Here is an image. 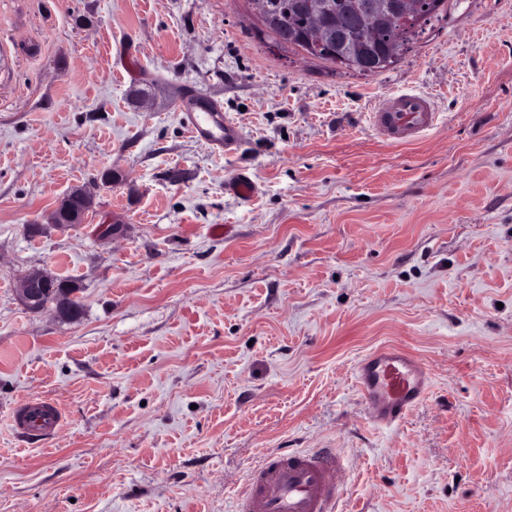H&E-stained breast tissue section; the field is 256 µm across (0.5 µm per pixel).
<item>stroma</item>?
<instances>
[{"label":"stroma","mask_w":512,"mask_h":512,"mask_svg":"<svg viewBox=\"0 0 512 512\" xmlns=\"http://www.w3.org/2000/svg\"><path fill=\"white\" fill-rule=\"evenodd\" d=\"M191 88L241 149L192 136ZM399 92L438 114L403 143L368 122ZM35 269L78 321L22 305ZM384 345L432 373L395 427L354 383ZM28 397L57 436L12 427ZM310 448L347 460L341 512H512V0H448L367 76L275 49L246 0H0V512H232ZM77 201L79 204H76ZM90 203V197L84 191L74 190L47 215V223L56 228H69L74 224H81Z\"/></svg>","instance_id":"1"}]
</instances>
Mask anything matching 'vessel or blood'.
I'll return each mask as SVG.
<instances>
[{
    "instance_id": "b4317fda",
    "label": "vessel or blood",
    "mask_w": 512,
    "mask_h": 512,
    "mask_svg": "<svg viewBox=\"0 0 512 512\" xmlns=\"http://www.w3.org/2000/svg\"><path fill=\"white\" fill-rule=\"evenodd\" d=\"M184 120L199 140L232 152L243 142L240 127L217 106L184 110ZM436 114L430 100L418 93L389 97L370 114L379 135L405 142L430 130ZM355 386L370 421L381 427L399 424L426 397L431 372L401 347L386 345L361 359L354 371ZM22 434H57L61 416L50 399L30 398L12 416ZM343 461L332 448L265 456L252 471L248 488L238 494L235 512H336L343 488Z\"/></svg>"
}]
</instances>
